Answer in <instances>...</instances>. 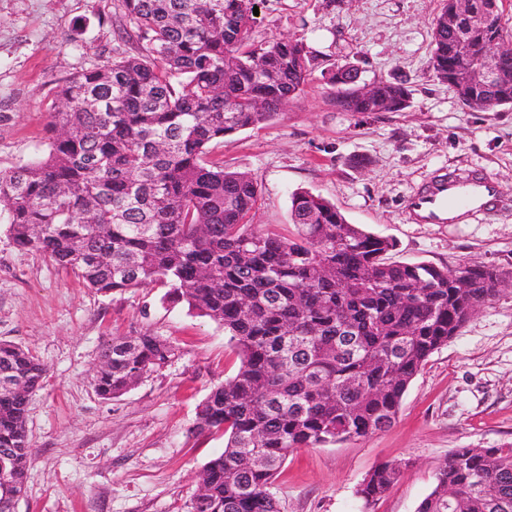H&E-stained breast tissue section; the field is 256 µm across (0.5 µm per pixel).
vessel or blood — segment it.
I'll return each instance as SVG.
<instances>
[{
    "label": "vessel or blood",
    "instance_id": "obj_1",
    "mask_svg": "<svg viewBox=\"0 0 512 512\" xmlns=\"http://www.w3.org/2000/svg\"><path fill=\"white\" fill-rule=\"evenodd\" d=\"M492 177L463 180L440 172L423 183L406 201L409 218L418 224H444L454 209H480L485 197L495 195Z\"/></svg>",
    "mask_w": 512,
    "mask_h": 512
}]
</instances>
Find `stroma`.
Masks as SVG:
<instances>
[{
    "label": "stroma",
    "instance_id": "35a3bbf8",
    "mask_svg": "<svg viewBox=\"0 0 512 512\" xmlns=\"http://www.w3.org/2000/svg\"><path fill=\"white\" fill-rule=\"evenodd\" d=\"M439 0H260L252 38L303 37L318 66L305 92L265 125L225 136L209 160L258 183L251 222L289 233L292 193L321 195L346 220L396 241L391 260L512 272V106L468 111L430 65ZM121 0H0V172L46 155L51 92L64 79L138 52L122 40ZM350 63L364 82L403 80L401 112H344L321 70ZM484 172L495 204L452 224H412L407 197L431 174ZM151 333L177 355L125 395L101 399L93 370L117 336ZM45 365L29 400L32 444L17 512H187L220 433L195 435L198 404L239 358L224 328L161 288L102 296L0 223V340ZM512 445V283L435 351L394 423L366 437L300 448L275 478L280 512H416L457 448ZM402 465L364 508L356 488L375 467Z\"/></svg>",
    "mask_w": 512,
    "mask_h": 512
}]
</instances>
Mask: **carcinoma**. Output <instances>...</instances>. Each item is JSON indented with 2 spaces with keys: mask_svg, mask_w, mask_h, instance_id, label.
<instances>
[{
  "mask_svg": "<svg viewBox=\"0 0 512 512\" xmlns=\"http://www.w3.org/2000/svg\"><path fill=\"white\" fill-rule=\"evenodd\" d=\"M135 56L58 84L47 156L0 173V221L14 243L72 271L90 290L161 287L224 327L240 364L198 406L192 431L221 432L224 450L199 476L187 512H279L276 474L298 448L332 445L389 427L429 356L499 292V269L437 267L388 258L376 236L320 195L292 193L294 230H256L257 183L206 160L212 143L271 121L303 92L315 56L301 37L251 43L256 0H121ZM431 66L472 112L512 105V83L478 91L455 71L482 53L477 16L507 25L500 0H442ZM336 107L400 112L402 83L375 82L382 103L331 67ZM176 348L150 333L112 339L94 378L112 400L164 368ZM0 449L13 490L31 458L29 397L45 365L0 340ZM402 473L383 464L359 484L364 507ZM455 500H448V488ZM417 512H512V446L457 448Z\"/></svg>",
  "mask_w": 512,
  "mask_h": 512,
  "instance_id": "carcinoma-1",
  "label": "carcinoma"
}]
</instances>
